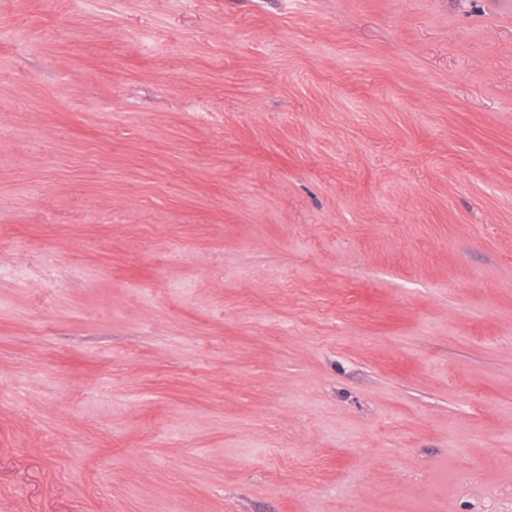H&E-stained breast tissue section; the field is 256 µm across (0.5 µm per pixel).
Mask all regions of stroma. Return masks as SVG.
Masks as SVG:
<instances>
[{"label":"stroma","mask_w":512,"mask_h":512,"mask_svg":"<svg viewBox=\"0 0 512 512\" xmlns=\"http://www.w3.org/2000/svg\"><path fill=\"white\" fill-rule=\"evenodd\" d=\"M0 512H512V0H0Z\"/></svg>","instance_id":"1"}]
</instances>
